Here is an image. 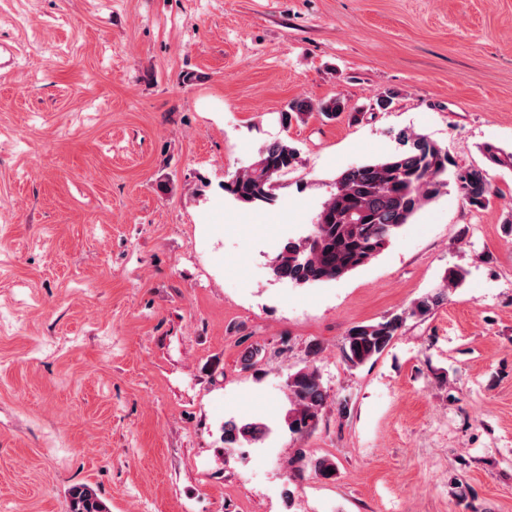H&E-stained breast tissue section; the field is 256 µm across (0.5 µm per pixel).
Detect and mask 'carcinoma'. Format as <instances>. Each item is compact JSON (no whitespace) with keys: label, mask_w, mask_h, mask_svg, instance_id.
I'll return each instance as SVG.
<instances>
[{"label":"carcinoma","mask_w":512,"mask_h":512,"mask_svg":"<svg viewBox=\"0 0 512 512\" xmlns=\"http://www.w3.org/2000/svg\"><path fill=\"white\" fill-rule=\"evenodd\" d=\"M346 110L340 97L317 104L306 98L288 103L281 112L285 125L303 122L314 111L335 120ZM402 149L382 159L344 170L336 179L335 190L323 203L307 235L287 241L272 260L273 275L296 284L334 281L381 255L398 232L415 214L437 198L454 180L465 202L482 208L491 185L482 168L451 170L448 150L424 135L401 132ZM491 167L512 168V152L493 145L483 149ZM299 162V151L286 140L267 143L254 162L224 184V190L238 201L257 206L274 199L278 178ZM445 300L443 293L427 294L407 310L377 322L361 323L349 329L341 355L352 367L379 358L392 345L409 318H424ZM291 408L288 429L303 434L313 429L325 402L318 370L305 366L288 375ZM269 428L256 420L230 419L224 422V447L258 444ZM107 507L86 484L68 490V512H105Z\"/></svg>","instance_id":"1"}]
</instances>
